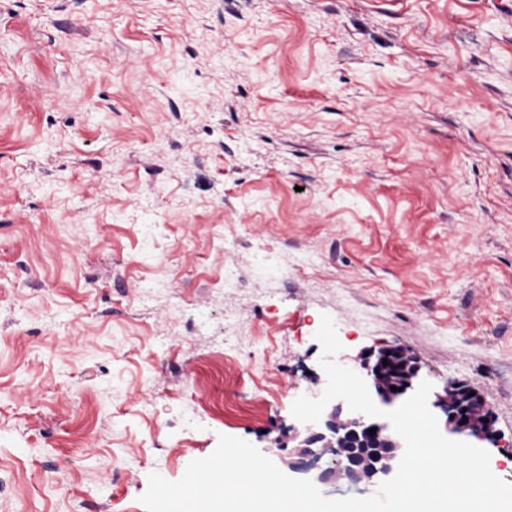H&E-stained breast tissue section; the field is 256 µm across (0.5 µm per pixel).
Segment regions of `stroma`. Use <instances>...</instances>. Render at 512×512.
<instances>
[{
    "mask_svg": "<svg viewBox=\"0 0 512 512\" xmlns=\"http://www.w3.org/2000/svg\"><path fill=\"white\" fill-rule=\"evenodd\" d=\"M325 314L480 389L512 483V0H0V512L287 470Z\"/></svg>",
    "mask_w": 512,
    "mask_h": 512,
    "instance_id": "1",
    "label": "stroma"
}]
</instances>
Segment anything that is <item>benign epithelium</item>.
Listing matches in <instances>:
<instances>
[{
  "mask_svg": "<svg viewBox=\"0 0 512 512\" xmlns=\"http://www.w3.org/2000/svg\"><path fill=\"white\" fill-rule=\"evenodd\" d=\"M395 358L401 369L396 382L384 372L383 365V361ZM361 369L365 372L368 389L386 405L405 400L415 389L419 376L415 356L401 345L369 350ZM393 386L397 390H391ZM432 406L446 417V428L451 433L496 443L495 421L478 389L459 381L450 382L436 395ZM371 428L376 429V433H369ZM306 432L297 445L298 461L292 463L290 469L310 474L314 483L342 481L361 485L365 492H374L398 468L401 448L398 434L365 414L351 412L344 416L341 408L335 407L324 421V430L309 427ZM326 455L330 456V461L322 468L319 461Z\"/></svg>",
  "mask_w": 512,
  "mask_h": 512,
  "instance_id": "benign-epithelium-1",
  "label": "benign epithelium"
}]
</instances>
